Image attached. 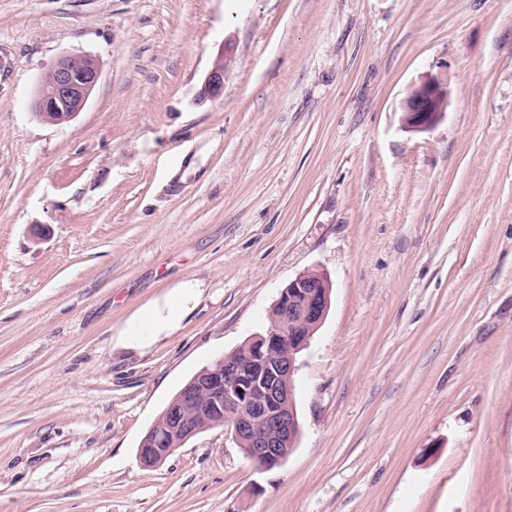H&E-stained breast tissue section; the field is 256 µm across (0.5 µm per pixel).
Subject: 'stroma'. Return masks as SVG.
I'll use <instances>...</instances> for the list:
<instances>
[{
	"instance_id": "obj_1",
	"label": "stroma",
	"mask_w": 512,
	"mask_h": 512,
	"mask_svg": "<svg viewBox=\"0 0 512 512\" xmlns=\"http://www.w3.org/2000/svg\"><path fill=\"white\" fill-rule=\"evenodd\" d=\"M66 53L100 77L46 124ZM0 54V512H512V0H0ZM430 73L447 111L413 131ZM311 270L285 462L219 427L144 467ZM188 282L176 327L126 341ZM235 62L234 47L231 41H225L211 70L208 72L199 92L200 99H218L224 90V77ZM99 75V66L93 57L62 55L40 78L31 105L32 113L52 125L73 120L86 106ZM448 105V88L438 76H426L412 85L404 102V124L414 131L435 126L444 116Z\"/></svg>"
}]
</instances>
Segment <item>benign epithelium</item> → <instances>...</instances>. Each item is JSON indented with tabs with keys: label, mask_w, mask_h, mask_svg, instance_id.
Here are the masks:
<instances>
[{
	"label": "benign epithelium",
	"mask_w": 512,
	"mask_h": 512,
	"mask_svg": "<svg viewBox=\"0 0 512 512\" xmlns=\"http://www.w3.org/2000/svg\"><path fill=\"white\" fill-rule=\"evenodd\" d=\"M235 62L227 40L199 92L215 100L224 90V77ZM99 80L91 56L64 54L40 78L32 111L40 121L60 125L73 120L86 106ZM448 105V88L429 75L412 85L404 102V124L414 131L435 126ZM330 306L329 279L320 272L297 275L283 288L275 307L278 317L268 335L245 343L216 360L191 380L161 415L170 437L185 443L200 432L198 418L224 404V433L259 467L281 464L295 445L300 424L294 401L295 353L303 349L322 324ZM162 437L149 432L139 458L149 467L160 465L175 448L157 449Z\"/></svg>",
	"instance_id": "benign-epithelium-1"
}]
</instances>
